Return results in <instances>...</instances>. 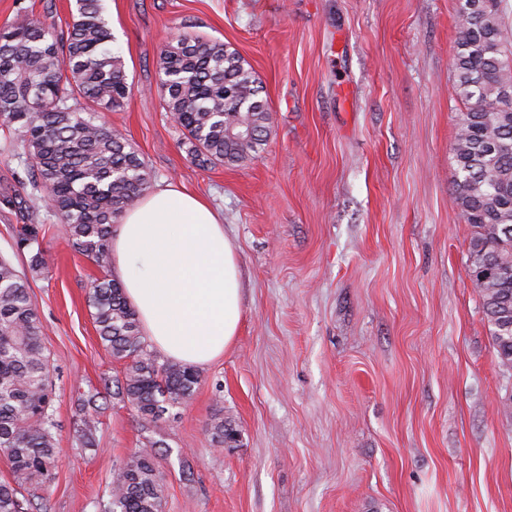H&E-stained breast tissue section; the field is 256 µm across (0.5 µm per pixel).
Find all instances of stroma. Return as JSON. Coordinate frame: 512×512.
Instances as JSON below:
<instances>
[{
	"instance_id": "35a3bbf8",
	"label": "stroma",
	"mask_w": 512,
	"mask_h": 512,
	"mask_svg": "<svg viewBox=\"0 0 512 512\" xmlns=\"http://www.w3.org/2000/svg\"><path fill=\"white\" fill-rule=\"evenodd\" d=\"M130 86L100 113L154 173L224 216L242 320L158 426L102 390L120 377L86 301L100 269L47 207L48 272L15 244L22 163L0 133V255L28 272L55 383L59 462L47 512H100L152 444L165 512H512V372L469 274L474 229L451 196L460 107L458 0H104ZM66 29L70 0H0V29ZM235 49L260 78L271 133L240 165L191 163L157 91L182 28ZM99 390L95 447L78 404ZM223 417L236 440L216 448Z\"/></svg>"
}]
</instances>
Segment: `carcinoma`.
<instances>
[{
    "instance_id": "cac0c4a2",
    "label": "carcinoma",
    "mask_w": 512,
    "mask_h": 512,
    "mask_svg": "<svg viewBox=\"0 0 512 512\" xmlns=\"http://www.w3.org/2000/svg\"><path fill=\"white\" fill-rule=\"evenodd\" d=\"M459 0L453 69L464 109L457 116L451 194L474 227L469 272L493 327L498 362L512 369V42L502 0ZM67 32L39 21L0 30V125L25 156L31 185L43 191L80 255L106 270L112 263V225L134 208L153 182L148 164L99 112L121 107L129 86L102 0H74ZM158 91L163 109L181 128L191 160L236 165L257 156L270 134L263 86L251 66L224 45L180 32L162 49ZM39 227L24 224L18 246L39 245ZM88 304L102 346L124 364L122 377L104 380L157 426L169 409L192 398L199 372L159 362L145 340L122 284L91 281ZM99 393L81 400V438L93 446ZM54 384L43 325L26 275L0 257V455L12 477L0 483V512H45L23 495L50 485L58 463ZM214 444L232 430L211 423ZM167 485L155 445L140 448L118 469L102 512H164Z\"/></svg>"
}]
</instances>
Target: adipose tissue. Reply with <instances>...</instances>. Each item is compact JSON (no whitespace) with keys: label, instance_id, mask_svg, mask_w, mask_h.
I'll list each match as a JSON object with an SVG mask.
<instances>
[{"label":"adipose tissue","instance_id":"obj_1","mask_svg":"<svg viewBox=\"0 0 512 512\" xmlns=\"http://www.w3.org/2000/svg\"><path fill=\"white\" fill-rule=\"evenodd\" d=\"M110 249L160 354L192 367L223 355L241 321L240 269L222 218L204 199L155 189L124 215Z\"/></svg>","mask_w":512,"mask_h":512}]
</instances>
